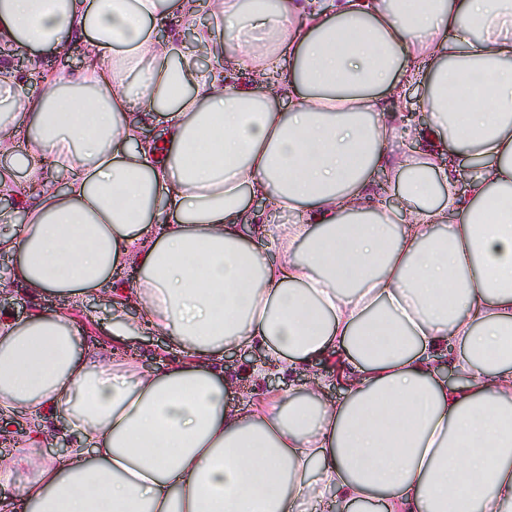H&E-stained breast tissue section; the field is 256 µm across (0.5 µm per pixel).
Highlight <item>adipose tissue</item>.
<instances>
[{
  "instance_id": "obj_1",
  "label": "adipose tissue",
  "mask_w": 512,
  "mask_h": 512,
  "mask_svg": "<svg viewBox=\"0 0 512 512\" xmlns=\"http://www.w3.org/2000/svg\"><path fill=\"white\" fill-rule=\"evenodd\" d=\"M172 19L194 53L158 35ZM76 36L80 73L34 94L0 61V199L25 216L0 214V252L35 294L112 287L115 340L133 306L181 358L148 371L70 318L0 312V419L92 442L49 457L36 430L0 463L1 487L25 477L12 512H512V0H0L32 62ZM414 86L428 134L389 155ZM386 167L409 207L377 202ZM256 345L260 382L335 358L344 399L230 403L215 359Z\"/></svg>"
}]
</instances>
